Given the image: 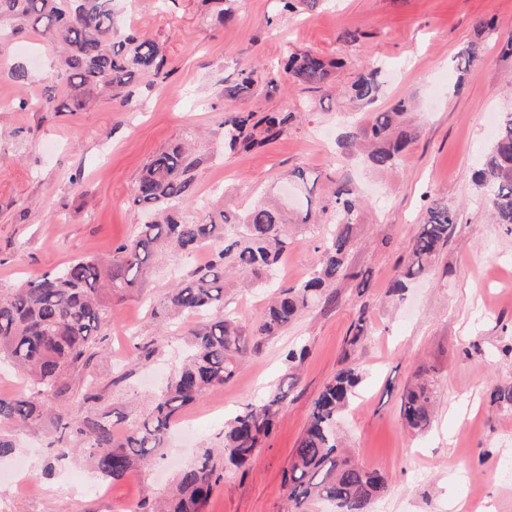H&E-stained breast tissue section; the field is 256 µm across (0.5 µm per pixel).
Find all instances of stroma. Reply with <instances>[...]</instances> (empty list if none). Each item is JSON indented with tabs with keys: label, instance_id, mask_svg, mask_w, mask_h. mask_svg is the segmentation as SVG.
<instances>
[{
	"label": "stroma",
	"instance_id": "35a3bbf8",
	"mask_svg": "<svg viewBox=\"0 0 512 512\" xmlns=\"http://www.w3.org/2000/svg\"><path fill=\"white\" fill-rule=\"evenodd\" d=\"M236 20L225 27L207 0H151L121 5L124 25L157 41L167 78L145 76L133 88V107L94 98L80 112L18 109L57 85V50L33 30L0 39V289L83 257L108 258L142 222L131 201L143 165L158 151L192 142L203 158L196 172L198 202L221 200L242 208L273 194L284 174L304 171L322 198L337 182L358 188L363 207L347 255L352 274L331 283L335 304L306 311L282 335L267 340L236 377L210 390L182 412L201 416L196 430L169 434L150 465L113 484L107 496L76 497L59 490L62 478L82 471L79 459L45 473L49 445L61 422L91 416L78 393L53 400L36 426L13 433L16 456L26 460L32 490L18 512H134L138 502L167 494L178 470L218 444L224 422L247 403L281 389L287 396L271 435L246 473L228 470L203 512H284V474L306 429L313 403L326 383L351 366L360 384L339 425L354 463L379 470L389 492L374 512H452V504L491 502L512 512V406L494 402L495 386L512 383V234L492 223L486 199L472 175L491 147L501 113L512 111V57L500 44L512 35V0H318L281 14L278 0H234ZM487 21L476 31L477 20ZM356 39L344 42L343 32ZM480 40L484 58L465 73L453 60L468 41ZM344 58L324 90L284 82L280 93L263 89L235 103L241 112L286 109L305 113L301 125L261 149L216 157L223 130V90L244 65L274 63L291 53ZM382 68V94L373 109L413 97L418 127L403 161L381 173L346 156L337 145L354 109L346 88L369 62ZM19 64L32 75L11 77ZM80 187H73L74 176ZM462 212L428 272L403 295L391 286L408 263L428 196ZM324 226L299 225L298 244L276 269L275 280L293 286L312 272V238ZM209 248L194 257L173 255L156 264L123 299L112 303L105 352L91 373L103 390L104 409L127 420L146 417L161 383L182 362L179 325L151 310L192 264L205 263ZM268 289L241 282L224 289V307L241 323L264 311ZM365 331L350 343L352 327ZM158 342L159 352L137 363V345ZM306 358L288 366L293 347ZM433 366L436 400L430 427H405L401 396L416 370ZM123 383H116L118 374Z\"/></svg>",
	"mask_w": 512,
	"mask_h": 512
}]
</instances>
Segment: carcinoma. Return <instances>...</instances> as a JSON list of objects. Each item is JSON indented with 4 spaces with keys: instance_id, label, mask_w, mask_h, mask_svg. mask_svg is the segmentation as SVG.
I'll return each instance as SVG.
<instances>
[{
    "instance_id": "cac0c4a2",
    "label": "carcinoma",
    "mask_w": 512,
    "mask_h": 512,
    "mask_svg": "<svg viewBox=\"0 0 512 512\" xmlns=\"http://www.w3.org/2000/svg\"><path fill=\"white\" fill-rule=\"evenodd\" d=\"M41 32L61 50L60 80L69 89L66 109H85L90 95L107 91L129 102L126 89L135 76L163 72L165 57L158 44L119 28L116 0H0V28L17 34L27 28ZM482 59L481 45L471 41L455 60L464 73ZM341 65L310 52L293 53L284 65L241 68L233 83L224 86V153L261 148L279 140L294 125L293 112H240L227 105L263 86L279 90L283 75L298 85L321 90ZM381 68L369 64L351 84V100L364 107L374 104L381 90ZM36 106L42 112L61 109L50 86L31 103L21 99L22 110ZM411 99L373 112L367 123L350 124L342 133L341 147L365 148L375 170L396 166L416 136L407 119ZM203 159L176 144L154 154L143 166L132 189V203L149 215L137 235L118 244L112 257H84L53 272L32 277L26 285L0 289V359L10 360L29 383L27 393L0 397V427L25 430L44 416L48 401L76 389L83 403L95 405L102 390L89 379L92 361L104 350L112 319V298L132 286L165 251L190 256L206 244L220 247L212 258L193 266L164 298L162 308L191 322L187 331L185 363L153 398L143 422L131 424L121 435L114 432L116 412L103 411L66 424L73 449L58 438L53 449L57 461L79 451L101 479L117 483L137 470L162 447L178 412L210 389L229 382L249 355L269 338L288 329L312 304L334 301L326 288L349 276L346 255L356 236L361 201L345 185L337 186L318 205L316 219L333 229L316 241L319 260L308 279L290 287H277L273 299L251 329L224 312V281L233 274L252 284L272 285L280 259L295 244L288 233V203L263 199L243 210L209 211L189 219L184 209L195 202V171ZM475 183L484 190L496 223L512 228V112L500 119L499 132ZM461 219L460 212L436 196L422 216L421 229L410 249L409 264L393 283L406 288V280L425 273L439 248ZM360 380L356 369L340 371L315 400L309 424L285 473L288 512H305L307 502L333 504L337 512H370L373 502L389 490L384 476L354 464L340 448L337 423ZM433 367L421 366L417 382L402 398L406 427L421 431L431 423ZM285 392L278 390L224 422L218 451H205L182 468L175 490L162 503L145 502L137 512H202L214 487L224 480V468H245L264 438L274 428Z\"/></svg>"
}]
</instances>
